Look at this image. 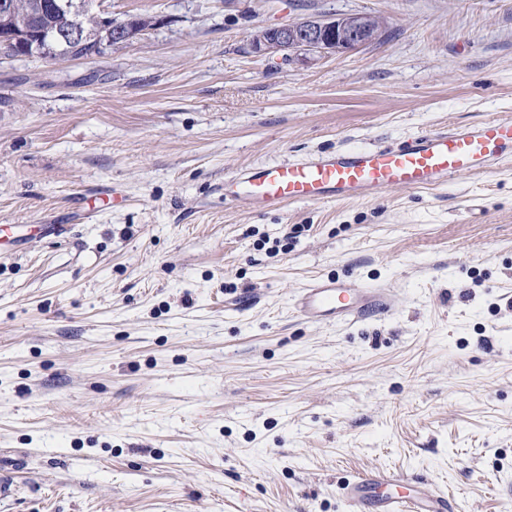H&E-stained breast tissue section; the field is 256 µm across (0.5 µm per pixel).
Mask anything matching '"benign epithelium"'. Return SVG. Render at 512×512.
I'll return each instance as SVG.
<instances>
[{
    "instance_id": "benign-epithelium-1",
    "label": "benign epithelium",
    "mask_w": 512,
    "mask_h": 512,
    "mask_svg": "<svg viewBox=\"0 0 512 512\" xmlns=\"http://www.w3.org/2000/svg\"><path fill=\"white\" fill-rule=\"evenodd\" d=\"M100 33L95 39L83 30L79 23L36 37L16 17L13 3L0 0V56L11 58L18 53L38 57L45 62L60 59L59 47L68 44L89 46L85 57L100 55L112 45L124 44L139 38L146 31L164 24L156 18L147 26H129V18L116 17L112 11L99 7ZM370 32L364 23L345 25L343 17L311 15L299 21L270 25L258 31L251 42V50L257 54H280L311 61L329 52L347 53L367 46Z\"/></svg>"
}]
</instances>
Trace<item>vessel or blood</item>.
<instances>
[{
	"mask_svg": "<svg viewBox=\"0 0 512 512\" xmlns=\"http://www.w3.org/2000/svg\"><path fill=\"white\" fill-rule=\"evenodd\" d=\"M512 158V122L485 120L426 131L395 148L350 149L238 168L224 181V202L256 213L300 202L380 198L394 189L435 188L455 176ZM387 290L322 276L297 292L291 310L313 322H350L383 311ZM349 512H450L445 494L427 495L398 475L373 472L343 487Z\"/></svg>",
	"mask_w": 512,
	"mask_h": 512,
	"instance_id": "1",
	"label": "vessel or blood"
}]
</instances>
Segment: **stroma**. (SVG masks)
<instances>
[{"label": "stroma", "instance_id": "obj_1", "mask_svg": "<svg viewBox=\"0 0 512 512\" xmlns=\"http://www.w3.org/2000/svg\"><path fill=\"white\" fill-rule=\"evenodd\" d=\"M165 25L0 60V512H348L389 471L512 512V162L431 189L224 204L235 169L512 122V0H103ZM386 19L316 61L249 50ZM390 290L310 323L297 288ZM356 16L360 15L336 18L311 15L296 22L270 25L254 36L251 50L260 55L280 54L285 59L295 56L311 61L329 52L347 53L366 47L371 41L368 27L376 34L369 45L385 38L387 30L383 18L364 14L361 20L368 27L363 22L345 25L359 20Z\"/></svg>", "mask_w": 512, "mask_h": 512}]
</instances>
